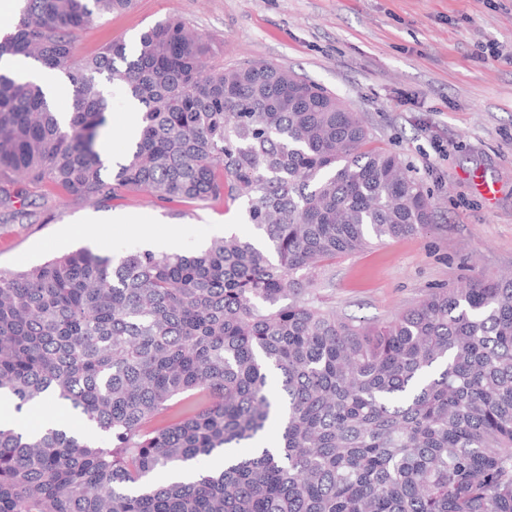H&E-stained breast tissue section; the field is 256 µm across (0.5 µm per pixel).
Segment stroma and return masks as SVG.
Wrapping results in <instances>:
<instances>
[{
  "mask_svg": "<svg viewBox=\"0 0 512 512\" xmlns=\"http://www.w3.org/2000/svg\"><path fill=\"white\" fill-rule=\"evenodd\" d=\"M167 18L211 45L209 66L261 58L324 87L431 195L427 232L337 260L314 287L320 303L383 322L429 289L512 269V0H136L79 31L78 43L88 54L115 41L131 46ZM109 99L102 146L118 162L131 106L116 86ZM32 200L30 219L0 218L1 270L79 248L121 252L168 240L188 253L228 229L254 233L238 203L130 195L90 205L49 186Z\"/></svg>",
  "mask_w": 512,
  "mask_h": 512,
  "instance_id": "35a3bbf8",
  "label": "stroma"
}]
</instances>
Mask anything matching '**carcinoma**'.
Segmentation results:
<instances>
[{"instance_id":"obj_1","label":"carcinoma","mask_w":512,"mask_h":512,"mask_svg":"<svg viewBox=\"0 0 512 512\" xmlns=\"http://www.w3.org/2000/svg\"><path fill=\"white\" fill-rule=\"evenodd\" d=\"M19 2L0 58L62 73L74 107L63 127L40 84L0 72V209L51 182L95 204L239 202L256 236L0 270V394L82 423L0 428V512H512V277L434 288L381 324L311 295L336 259L430 228L400 158L284 66L206 70L180 19L131 53L79 52L78 30L135 0ZM107 84L140 107L115 171L97 149ZM275 417L270 446L155 479Z\"/></svg>"}]
</instances>
